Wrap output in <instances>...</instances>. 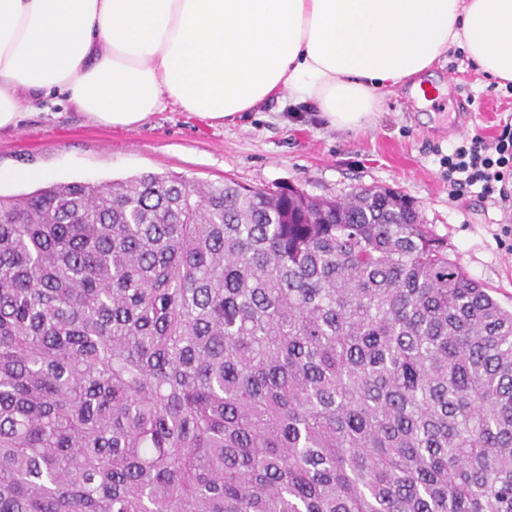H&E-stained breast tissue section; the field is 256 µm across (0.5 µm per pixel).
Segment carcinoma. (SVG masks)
<instances>
[{
    "mask_svg": "<svg viewBox=\"0 0 512 512\" xmlns=\"http://www.w3.org/2000/svg\"><path fill=\"white\" fill-rule=\"evenodd\" d=\"M0 512H512V310L390 188L0 195Z\"/></svg>",
    "mask_w": 512,
    "mask_h": 512,
    "instance_id": "obj_1",
    "label": "carcinoma"
}]
</instances>
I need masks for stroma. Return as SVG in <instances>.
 I'll use <instances>...</instances> for the list:
<instances>
[{
    "label": "stroma",
    "instance_id": "obj_1",
    "mask_svg": "<svg viewBox=\"0 0 512 512\" xmlns=\"http://www.w3.org/2000/svg\"><path fill=\"white\" fill-rule=\"evenodd\" d=\"M433 72L439 81H452L447 97L410 109L409 89L401 87L382 101L376 124L359 131L331 127L313 103L289 98L225 124L173 108L131 127L94 122L70 106L32 111L16 127L0 130V170L34 169L42 176L2 182L0 194L143 173L177 174L199 184L227 178L258 188L289 184L327 198L393 188L415 201L425 224L447 239L469 275L511 308L512 238L502 227L512 213L474 193L449 200L444 158L462 141L449 131L454 122L466 121L471 135L498 134L512 120V94L481 73L459 45Z\"/></svg>",
    "mask_w": 512,
    "mask_h": 512
}]
</instances>
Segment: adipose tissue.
Masks as SVG:
<instances>
[{
  "mask_svg": "<svg viewBox=\"0 0 512 512\" xmlns=\"http://www.w3.org/2000/svg\"><path fill=\"white\" fill-rule=\"evenodd\" d=\"M454 45L512 82V0H0V128L50 96L123 127L288 96L355 130L404 83L433 98Z\"/></svg>",
  "mask_w": 512,
  "mask_h": 512,
  "instance_id": "1",
  "label": "adipose tissue"
}]
</instances>
